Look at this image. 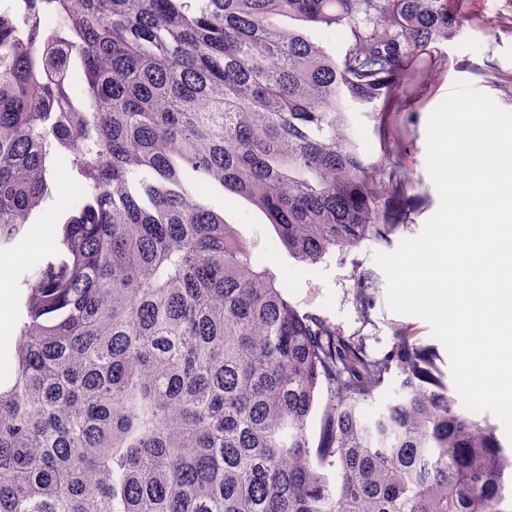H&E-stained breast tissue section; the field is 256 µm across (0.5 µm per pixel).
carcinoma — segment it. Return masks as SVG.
Here are the masks:
<instances>
[{
    "instance_id": "cac0c4a2",
    "label": "carcinoma",
    "mask_w": 512,
    "mask_h": 512,
    "mask_svg": "<svg viewBox=\"0 0 512 512\" xmlns=\"http://www.w3.org/2000/svg\"><path fill=\"white\" fill-rule=\"evenodd\" d=\"M450 2L0 9V249L57 157L78 191L0 388V512H512V448L461 411L438 347L342 336L204 204L246 200L306 267L391 244L410 179L365 162L348 113L433 73L423 53L468 21ZM369 280L352 285L365 317Z\"/></svg>"
}]
</instances>
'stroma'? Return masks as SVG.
Here are the masks:
<instances>
[{"instance_id":"obj_1","label":"stroma","mask_w":512,"mask_h":512,"mask_svg":"<svg viewBox=\"0 0 512 512\" xmlns=\"http://www.w3.org/2000/svg\"><path fill=\"white\" fill-rule=\"evenodd\" d=\"M466 13H480L482 24L465 25L441 47L445 67L431 78L418 80L406 96L393 105L386 122L376 114L353 112L352 131L366 162L399 164L411 180L414 207L398 240L416 237L438 211L440 197L427 169V126L431 114L457 82L463 81L489 95L502 109L512 112V0H465ZM52 195L34 211L26 236L38 244L44 259L58 255L62 226L73 214L76 200L66 187L74 178L69 168L53 166ZM239 236L251 245L256 258L268 265L287 286L289 299L301 310L327 318L347 337H364L370 351L389 349L397 331L410 330L421 340H431V329L421 318L392 312L387 306V282L374 256L380 248L364 244L338 250L318 264L305 268L276 246V234L268 220L247 202L224 213ZM372 275L373 305L362 317L352 288L357 272ZM34 272L27 255L13 261L9 295L0 297V368L12 364L15 341L27 288Z\"/></svg>"}]
</instances>
